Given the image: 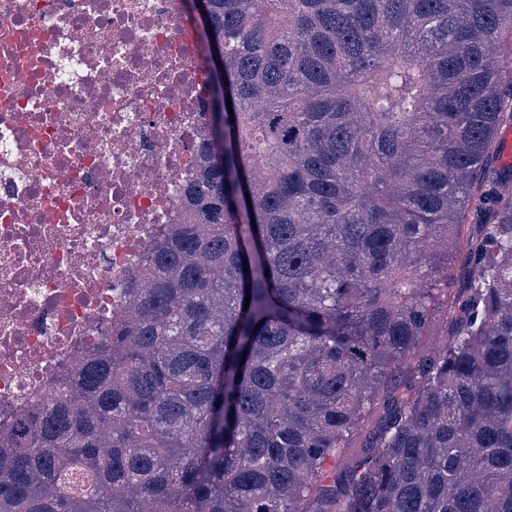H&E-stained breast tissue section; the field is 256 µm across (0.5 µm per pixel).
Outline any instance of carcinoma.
<instances>
[{
  "label": "carcinoma",
  "instance_id": "cac0c4a2",
  "mask_svg": "<svg viewBox=\"0 0 512 512\" xmlns=\"http://www.w3.org/2000/svg\"><path fill=\"white\" fill-rule=\"evenodd\" d=\"M206 6L182 223L0 432V512H512V0ZM378 418V412L374 411L369 415V417L365 420L362 427L355 431L349 438L348 447L345 448V454L347 457H353L359 455L363 451V447L365 444V439L368 434L373 431L376 426Z\"/></svg>",
  "mask_w": 512,
  "mask_h": 512
}]
</instances>
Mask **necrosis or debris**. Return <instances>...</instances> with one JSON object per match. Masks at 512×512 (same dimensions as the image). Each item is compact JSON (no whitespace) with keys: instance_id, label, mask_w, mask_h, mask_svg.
I'll return each instance as SVG.
<instances>
[{"instance_id":"obj_1","label":"necrosis or debris","mask_w":512,"mask_h":512,"mask_svg":"<svg viewBox=\"0 0 512 512\" xmlns=\"http://www.w3.org/2000/svg\"><path fill=\"white\" fill-rule=\"evenodd\" d=\"M203 79L177 0H0V425L111 327L178 223Z\"/></svg>"}]
</instances>
